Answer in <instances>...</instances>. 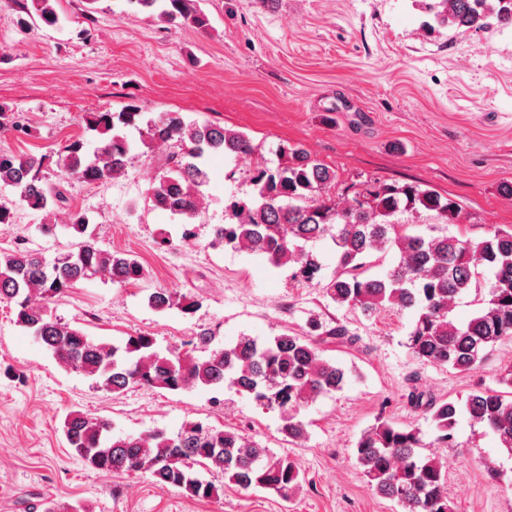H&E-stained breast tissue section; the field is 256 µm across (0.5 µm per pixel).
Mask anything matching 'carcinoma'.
<instances>
[{
    "label": "carcinoma",
    "mask_w": 512,
    "mask_h": 512,
    "mask_svg": "<svg viewBox=\"0 0 512 512\" xmlns=\"http://www.w3.org/2000/svg\"><path fill=\"white\" fill-rule=\"evenodd\" d=\"M57 2L15 0L31 20L47 26L59 22ZM129 2L169 24L203 30L208 26L199 0ZM412 2L429 31H480L493 20L512 27V0ZM87 127L99 134L98 146L90 155L82 138L69 140L58 154L61 175L55 180L43 171L44 159L0 151V184L17 189L20 201L33 211L49 215L67 209L68 180L99 184L125 175L133 147L121 129L135 127L143 147L165 150V172L149 189L153 207L192 219L210 180L208 158L256 154L259 161L247 177L250 197L230 200L228 222L214 227L212 247L262 255L273 267L288 269L290 278L314 285L337 305L366 316L386 309L409 311L406 345L421 363L473 372L485 365L499 343L512 338V227L492 226L479 241L410 234L408 225L418 223L424 212L434 213L441 224L457 220L459 204L419 183L381 180L348 186L351 197L338 202L330 193L336 172L303 147H278L277 164L271 167L246 133L176 113L146 118L131 104L124 112L92 114ZM22 131L15 112L0 105V134ZM89 225L85 213L70 212L69 229L77 242L50 260L26 247L0 252V302L12 306L18 326L59 366L93 378L106 392L121 393L136 385L169 391L199 386L219 390L227 385L278 412L286 437L306 438L301 410L346 384L345 369L322 356V345L347 340L344 327L314 322L307 336L282 333L265 341L241 336L218 348L211 347L212 334L201 331L185 351H163L147 333L118 345L96 342L82 329L53 317L50 305L79 281L99 277L136 284L145 279V269L130 254L99 247ZM327 238L336 247V269L329 276L314 252L315 244ZM390 250L398 258L381 275L365 276L369 258ZM486 272L492 275L488 296L467 323H455L449 317L452 306L480 288ZM147 300L157 312L176 308L192 315L200 306L194 296L167 288L154 289ZM497 383L506 390L478 388L462 404L413 394L433 428L430 446L448 447L458 418L465 415L512 451L511 364L499 369ZM62 433L67 446L91 467L111 475L146 471L157 487L178 488L192 499L217 498L224 492V485L201 477V468L241 490L259 488L280 496L303 481L293 461L235 428L186 422L173 435L160 429L116 434L108 419L73 410L63 419ZM423 448L420 430L379 418L359 437L355 456L371 490L396 502L403 512H455L446 471L439 460L423 454Z\"/></svg>",
    "instance_id": "cac0c4a2"
}]
</instances>
